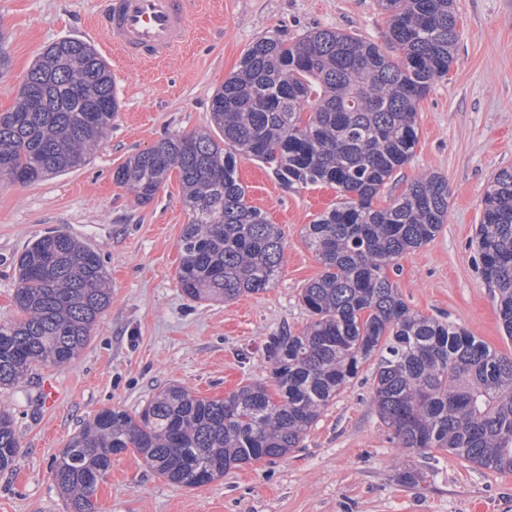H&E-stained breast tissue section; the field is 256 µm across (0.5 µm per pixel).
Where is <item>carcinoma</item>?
<instances>
[{"label": "carcinoma", "mask_w": 512, "mask_h": 512, "mask_svg": "<svg viewBox=\"0 0 512 512\" xmlns=\"http://www.w3.org/2000/svg\"><path fill=\"white\" fill-rule=\"evenodd\" d=\"M378 2L389 50L331 29L292 43L263 37L213 93L209 129L170 134L113 171L140 205L178 172L190 220L177 284L192 301L263 293L279 274L281 229L248 202L238 157L265 164L287 190L332 185L340 201L304 231L323 267L301 293L310 323L266 341L276 394L256 382L206 400L171 384L134 414L99 410L49 465L68 512H95L112 459L130 448L190 488L241 464L288 459L369 361L374 401L397 447L512 472V353L414 312L390 279L396 259L441 231L448 181L424 174L388 205L374 204L412 158L417 102L455 62L456 0ZM119 109L94 47L48 45L0 112V181L35 183L85 165ZM475 243L512 340V168L488 184ZM15 267L18 317L0 319V389L20 386L38 366L70 364L111 301L100 254L68 232L35 237ZM19 451L13 417L0 408V471Z\"/></svg>", "instance_id": "carcinoma-1"}]
</instances>
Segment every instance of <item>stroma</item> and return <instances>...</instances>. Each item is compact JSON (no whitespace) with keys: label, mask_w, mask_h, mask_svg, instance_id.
I'll return each instance as SVG.
<instances>
[{"label":"stroma","mask_w":512,"mask_h":512,"mask_svg":"<svg viewBox=\"0 0 512 512\" xmlns=\"http://www.w3.org/2000/svg\"><path fill=\"white\" fill-rule=\"evenodd\" d=\"M100 2L0 0V45L11 58L0 76V112L13 106L43 49L63 38L91 44L107 60L121 102L88 165L30 185L0 182V319L17 315L15 256L48 231L66 230L94 247L112 289L78 359L38 368L26 383L0 392L21 446L15 469L0 472V512H66L49 476L50 461L99 410L135 412L171 383L215 400L269 381L267 338L301 331L310 320L300 293L323 268L302 231L336 204L334 187L286 190L264 164L241 158L238 176L250 204L284 233L281 274L261 294L195 302L176 283L180 235L189 221L178 175L141 206L114 181L116 167L166 135L208 127L213 93L259 38L294 42L321 27L386 44L387 16L378 0H193L186 43L166 62L143 65L104 37L87 34ZM456 4V61L418 102L413 157L376 203L386 205L420 175L447 179L442 230L403 254L390 277L413 311L512 352L475 243L488 183L498 170L512 167V0ZM47 383L53 396L43 392ZM406 464L421 472L418 485L399 481ZM95 504L97 512H475L481 505L512 512V473L479 468L443 451L397 448L379 417L367 365L287 460L257 461L187 488L150 471L130 449L113 461Z\"/></svg>","instance_id":"stroma-1"}]
</instances>
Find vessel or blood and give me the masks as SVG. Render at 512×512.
I'll list each match as a JSON object with an SVG mask.
<instances>
[{
    "label": "vessel or blood",
    "instance_id": "b4317fda",
    "mask_svg": "<svg viewBox=\"0 0 512 512\" xmlns=\"http://www.w3.org/2000/svg\"><path fill=\"white\" fill-rule=\"evenodd\" d=\"M190 0H102L94 27L124 56L168 59L189 37Z\"/></svg>",
    "mask_w": 512,
    "mask_h": 512
}]
</instances>
